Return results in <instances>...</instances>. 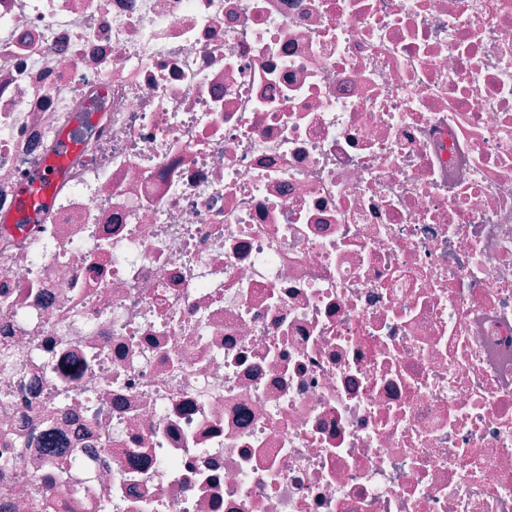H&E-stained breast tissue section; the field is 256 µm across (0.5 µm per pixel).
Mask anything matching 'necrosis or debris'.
Instances as JSON below:
<instances>
[{
  "mask_svg": "<svg viewBox=\"0 0 512 512\" xmlns=\"http://www.w3.org/2000/svg\"><path fill=\"white\" fill-rule=\"evenodd\" d=\"M58 159L0 512H512V0H0V215Z\"/></svg>",
  "mask_w": 512,
  "mask_h": 512,
  "instance_id": "4bbe7bcc",
  "label": "necrosis or debris"
}]
</instances>
